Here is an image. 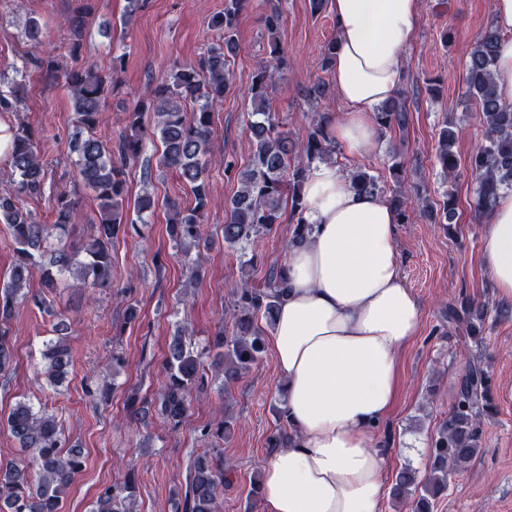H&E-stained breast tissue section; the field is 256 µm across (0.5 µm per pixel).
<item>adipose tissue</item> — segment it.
<instances>
[{"label":"adipose tissue","mask_w":512,"mask_h":512,"mask_svg":"<svg viewBox=\"0 0 512 512\" xmlns=\"http://www.w3.org/2000/svg\"><path fill=\"white\" fill-rule=\"evenodd\" d=\"M336 50L330 70L344 117L332 137L353 155L372 144L375 109L396 97L420 0H331ZM503 32L494 80L512 102V0H495ZM303 223L268 337L293 438L263 471V512H379L385 451L374 436L395 402L399 359L419 329L405 284L398 225L385 197L352 189L336 164L315 163L304 184ZM482 261L499 298L512 301V192L489 218Z\"/></svg>","instance_id":"1"}]
</instances>
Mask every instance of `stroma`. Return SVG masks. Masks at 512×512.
<instances>
[{"instance_id": "stroma-1", "label": "stroma", "mask_w": 512, "mask_h": 512, "mask_svg": "<svg viewBox=\"0 0 512 512\" xmlns=\"http://www.w3.org/2000/svg\"><path fill=\"white\" fill-rule=\"evenodd\" d=\"M76 0H0V89L15 91V112L0 114V125L25 124L35 134L38 155L48 172L44 192L23 200L24 211L41 223L54 220L51 203L58 187L76 179L75 157L69 141L76 131L73 102L62 83L44 76L29 61L43 49L55 51L64 66L71 36L61 20ZM283 14L279 43L286 64L276 77L270 108L284 131L303 136L312 112L343 118L346 107L335 89L317 99L305 90L323 74L322 47L335 38L331 10L314 14L309 0H279ZM264 0H251L239 17V51L231 67V87L222 107L212 114L216 152L236 167L250 161L252 142L246 125L250 108L244 96L253 73L271 61L268 34L261 21ZM224 0H143L130 10L128 0H94L83 39L80 67L114 73V91L101 115L98 133L118 142L125 131V112L146 97L156 79L168 76L175 65L194 63L220 39L210 27L222 12ZM38 21L42 45L27 37L30 21ZM493 21V0H422L421 25L405 52L406 77L400 95L406 101L404 127L377 134L359 155L336 148L331 159L344 173L359 170L378 176L384 196H391L388 173L400 162L405 179L419 187L430 208H438L445 192L457 200L452 227L420 217L399 227L397 246L405 282L420 303L417 336L400 356L399 388L390 416L376 435L388 443L384 482L392 484L404 465L425 470L429 448L448 416L450 399L465 365L463 333L449 329L444 313L450 301L466 296L475 302L497 301L490 275L480 258L488 219H476L477 180L469 156L482 138L483 127L475 102L465 99V62L477 34ZM123 56L122 72L112 70L114 56ZM442 81L434 99L426 91L428 79ZM455 133L458 167L442 174L435 151L442 127ZM143 162L126 170L129 197L149 190L159 199L173 198L189 205L191 194L175 171L158 163L153 142H146ZM151 165L152 179L144 181L143 167ZM211 204L204 231L206 273L199 284L186 283L184 253L167 233L168 214L160 207L144 221L142 235L127 234L112 244V286L109 289L62 288L44 293L39 276L29 289L45 294V307L19 303L9 322L14 363L0 376V419L19 399L57 416L67 444L78 445L85 457L60 503V512H90L99 492L137 479L136 512H172L175 494L184 492L191 455L209 448L221 451L226 479L221 489L224 512H262L261 501L249 499L252 480L261 475L272 453L269 445L279 424L280 379L271 352L232 386L214 365L209 347L213 332L224 320L230 291L240 280L262 282L270 266L286 263L293 225L282 221L246 248L224 242V206L238 191L233 174L210 169ZM258 253L257 267L242 271L247 254ZM135 306L134 321L125 318ZM65 314L72 366L65 381L49 388L38 379L43 344L52 338L56 314ZM201 355L206 389L190 405L177 430H169L155 412L136 427L124 426L132 392L154 396L166 382L167 345L181 324ZM483 353L492 374L495 408L483 420L482 449L467 471L451 478L448 495L435 512H512V314L486 322ZM231 403L236 425L228 439L207 438L202 430L217 409Z\"/></svg>"}]
</instances>
